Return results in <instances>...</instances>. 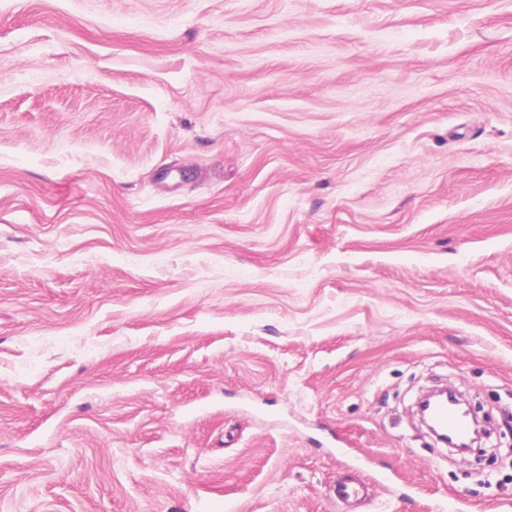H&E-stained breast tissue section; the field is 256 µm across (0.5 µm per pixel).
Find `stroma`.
<instances>
[{
	"mask_svg": "<svg viewBox=\"0 0 512 512\" xmlns=\"http://www.w3.org/2000/svg\"><path fill=\"white\" fill-rule=\"evenodd\" d=\"M0 512H512V0H0Z\"/></svg>",
	"mask_w": 512,
	"mask_h": 512,
	"instance_id": "obj_1",
	"label": "stroma"
}]
</instances>
